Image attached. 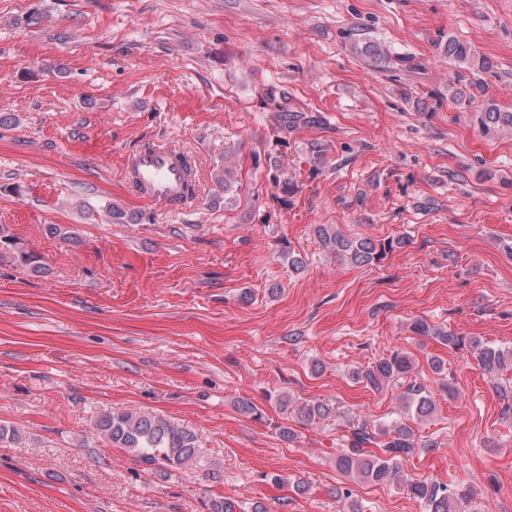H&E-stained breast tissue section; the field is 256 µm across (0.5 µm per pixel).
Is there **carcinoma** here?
I'll return each instance as SVG.
<instances>
[{
  "mask_svg": "<svg viewBox=\"0 0 512 512\" xmlns=\"http://www.w3.org/2000/svg\"><path fill=\"white\" fill-rule=\"evenodd\" d=\"M444 48L448 59L467 70L487 71L491 68L488 58L478 56L471 45L452 35L448 36ZM278 117L280 129L286 131L302 123L317 122V117L313 115L290 112L285 107ZM477 121L487 134L511 131L512 111H504L488 102L478 112ZM108 215L115 224H136L139 221V217L112 203L109 204ZM315 234L324 248L356 266L375 264L394 249L408 244L404 236L349 238L332 224L318 225ZM6 255L12 256L34 274L43 272L40 258L28 252L9 229L0 225V256ZM411 329L419 336H431L450 348L469 347L482 370L491 376L496 377L512 368V351L497 348L480 338L467 340L424 319L414 320ZM413 371V358L394 350L364 368L353 370L351 377L372 391H380L394 381L407 380L405 410L410 412L411 418L421 421L433 416L436 404L426 385L410 380ZM277 402L284 411L290 406L294 407L297 417L308 425L326 420L336 413V408L330 403L312 400L296 403L285 393L277 395ZM93 427L96 436L109 447L129 452L152 470L181 469L208 463L206 451L199 447L192 431L160 416L131 409L116 410L99 414ZM349 432L350 436L345 439L348 446L335 459L336 469L340 473L371 484L395 486L418 500L424 512H467L466 503L471 498L469 488L430 479H413L405 473L403 462L421 448L436 447L435 439H421L402 418L378 428L365 421H352ZM205 508L207 512H269L261 501L251 503L246 509L236 499L222 494L210 495Z\"/></svg>",
  "mask_w": 512,
  "mask_h": 512,
  "instance_id": "cac0c4a2",
  "label": "carcinoma"
}]
</instances>
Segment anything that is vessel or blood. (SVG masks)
Segmentation results:
<instances>
[{"label":"vessel or blood","instance_id":"1","mask_svg":"<svg viewBox=\"0 0 512 512\" xmlns=\"http://www.w3.org/2000/svg\"><path fill=\"white\" fill-rule=\"evenodd\" d=\"M126 174L142 195L159 202L177 200L184 191V170L176 148L139 150L125 160Z\"/></svg>","mask_w":512,"mask_h":512}]
</instances>
